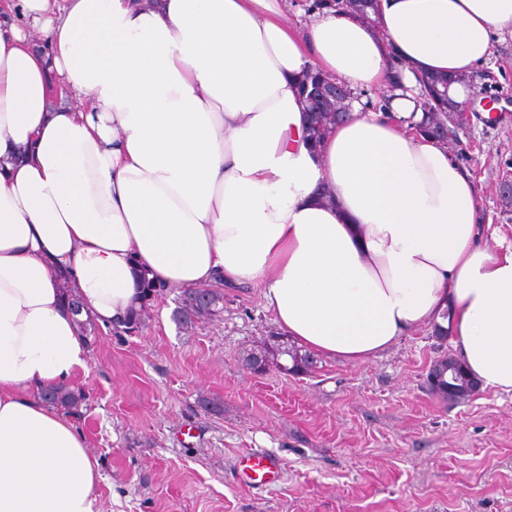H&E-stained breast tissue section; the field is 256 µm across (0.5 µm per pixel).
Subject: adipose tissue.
<instances>
[{
    "mask_svg": "<svg viewBox=\"0 0 512 512\" xmlns=\"http://www.w3.org/2000/svg\"><path fill=\"white\" fill-rule=\"evenodd\" d=\"M287 13L0 0V512H100L83 434L32 392L86 363L65 289L109 327L138 306L139 270L261 287L286 336L327 359L368 361L448 308L472 377L512 393V240L410 131L419 77L452 78L464 103L512 0H380L371 22L327 7L302 28ZM311 71L387 102H353L311 146Z\"/></svg>",
    "mask_w": 512,
    "mask_h": 512,
    "instance_id": "ef3b65f1",
    "label": "adipose tissue"
}]
</instances>
